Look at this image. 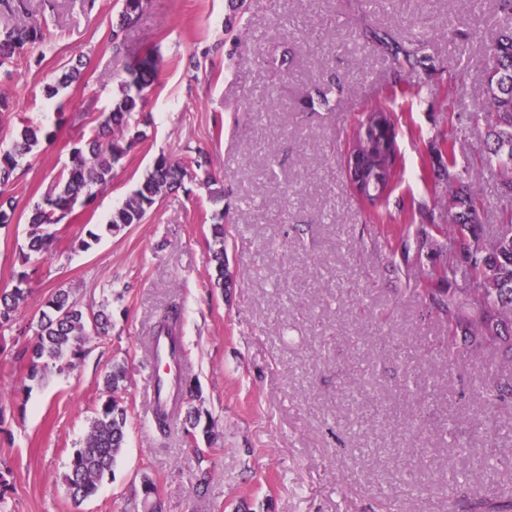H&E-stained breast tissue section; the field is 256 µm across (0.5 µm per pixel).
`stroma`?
Wrapping results in <instances>:
<instances>
[{"label": "stroma", "instance_id": "1", "mask_svg": "<svg viewBox=\"0 0 512 512\" xmlns=\"http://www.w3.org/2000/svg\"><path fill=\"white\" fill-rule=\"evenodd\" d=\"M42 16L46 43L0 68V145L23 125L52 130L6 193L15 219L0 226V291L11 290L28 236V215L92 138L112 106L126 60L153 54L157 77L136 116L142 138L112 181L40 256L32 293L13 324L0 327V497L7 512H144L151 478L162 512H448L449 476L474 500L512 494V405L496 413L498 447L509 456L489 478L460 456L446 432L484 448L476 387L512 375L493 347L448 354V327L433 309L446 253L417 254L419 224H444L438 205L448 159L434 138L452 132L459 179L472 188L494 234L508 202L494 169L480 167L484 129L470 119L486 99L485 52L466 33L490 31L495 0H148L114 53L119 0H27ZM401 42L423 41L425 59L396 69L361 36L364 26ZM81 64L59 102L42 89L63 65ZM336 81L335 108L311 110L308 95ZM398 98L401 175L381 208L353 191L343 153L355 116ZM211 160L224 189V288L206 261L215 207L197 181L164 194L144 223L102 234L106 223L161 155ZM112 328L89 336L76 368L24 391L32 324L52 289L100 301ZM183 310L182 375L193 403L214 420L204 449L211 471L197 492L198 464L181 424L160 436L152 416L154 362L146 341L169 304ZM126 367V444L113 475L74 507L61 480L103 402L101 374Z\"/></svg>", "mask_w": 512, "mask_h": 512}]
</instances>
